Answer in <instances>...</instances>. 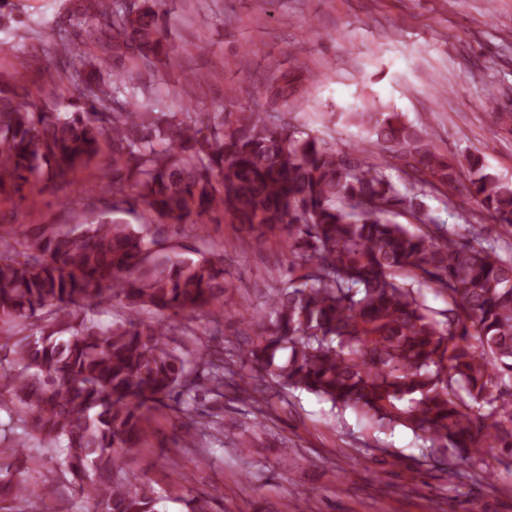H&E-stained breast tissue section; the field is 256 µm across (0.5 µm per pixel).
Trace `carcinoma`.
<instances>
[{"label":"carcinoma","mask_w":512,"mask_h":512,"mask_svg":"<svg viewBox=\"0 0 512 512\" xmlns=\"http://www.w3.org/2000/svg\"><path fill=\"white\" fill-rule=\"evenodd\" d=\"M161 4L73 0L85 35L52 30L49 105L0 74V192L68 185L112 156L109 210L34 233L0 224V406L17 412L0 428V512L29 501L36 442L64 456L58 482L95 512H161L153 486L116 477L117 455L139 448L161 406L189 420L184 446L199 447L224 423L196 403L228 389L253 403L269 389L306 391L374 433L409 430L434 469L449 454L472 467L492 454L512 472V258L449 237L418 202L427 187L457 190L462 167L470 199L512 225V183L477 155L438 153L400 112L340 113L366 133L348 150L295 125L288 109L307 70L269 86L270 112L148 111L115 66H180ZM401 209L421 227L395 221ZM137 210L146 223L123 218ZM216 213L238 232L288 239L268 323L235 352L169 351V319L206 311L230 279L224 249L184 257L153 218L198 235ZM428 291L447 307L430 306ZM108 301L126 315L104 325Z\"/></svg>","instance_id":"1"}]
</instances>
